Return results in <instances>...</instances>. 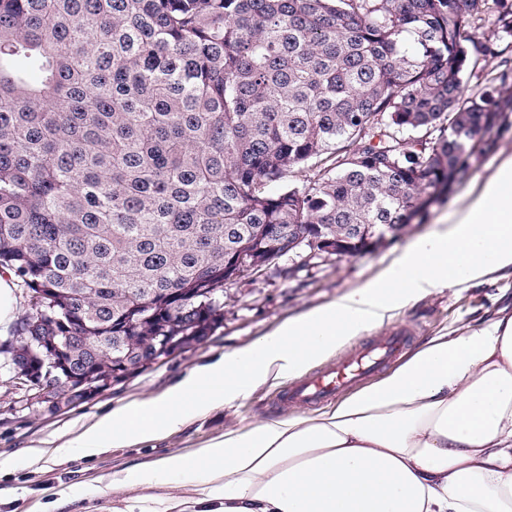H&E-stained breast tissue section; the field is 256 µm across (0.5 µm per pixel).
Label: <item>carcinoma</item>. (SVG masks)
Listing matches in <instances>:
<instances>
[{
    "mask_svg": "<svg viewBox=\"0 0 512 512\" xmlns=\"http://www.w3.org/2000/svg\"><path fill=\"white\" fill-rule=\"evenodd\" d=\"M490 1L512 37L507 0H0V270L31 309L3 353L36 376L55 338L81 404L106 354L213 335L288 225L358 256L424 223L512 127L466 89Z\"/></svg>",
    "mask_w": 512,
    "mask_h": 512,
    "instance_id": "obj_1",
    "label": "carcinoma"
}]
</instances>
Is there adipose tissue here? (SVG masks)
Returning a JSON list of instances; mask_svg holds the SVG:
<instances>
[{"label":"adipose tissue","instance_id":"ef3b65f1","mask_svg":"<svg viewBox=\"0 0 512 512\" xmlns=\"http://www.w3.org/2000/svg\"><path fill=\"white\" fill-rule=\"evenodd\" d=\"M508 269L512 159L448 227L411 243L379 279L194 368L158 398L113 408L76 449L92 456L156 439L269 381L301 376L432 290ZM123 482L203 484L199 512H512V315L431 337L332 409L227 431Z\"/></svg>","mask_w":512,"mask_h":512}]
</instances>
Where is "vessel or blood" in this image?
<instances>
[{
    "instance_id": "b4317fda",
    "label": "vessel or blood",
    "mask_w": 512,
    "mask_h": 512,
    "mask_svg": "<svg viewBox=\"0 0 512 512\" xmlns=\"http://www.w3.org/2000/svg\"><path fill=\"white\" fill-rule=\"evenodd\" d=\"M408 343L409 336L404 331L376 337L363 349L330 366L323 373L291 383L284 391L281 403L285 406H305L328 401L336 392L356 384L395 360Z\"/></svg>"
}]
</instances>
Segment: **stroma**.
<instances>
[{
  "label": "stroma",
  "mask_w": 512,
  "mask_h": 512,
  "mask_svg": "<svg viewBox=\"0 0 512 512\" xmlns=\"http://www.w3.org/2000/svg\"><path fill=\"white\" fill-rule=\"evenodd\" d=\"M512 157V131L474 163L467 182L443 205L431 209L386 247L358 257L299 252L283 259L288 277L245 275L224 286V324L204 343L154 365L92 400L56 411L28 409L7 363L0 360V512H122L126 500L151 493L193 512L200 491L193 485L144 490L119 485L133 467L162 456L188 454L223 439L226 431L277 417L274 397L287 385L279 379L257 388L233 405L214 410L150 443L105 448L91 457L58 454L82 428L112 408L161 395L179 377L225 351L250 345L288 318L338 301L378 277L416 239L448 224L472 191ZM512 312V275L466 288L437 289L402 310L390 325L412 331L413 347L443 334H465L487 314Z\"/></svg>",
  "instance_id": "stroma-1"
}]
</instances>
